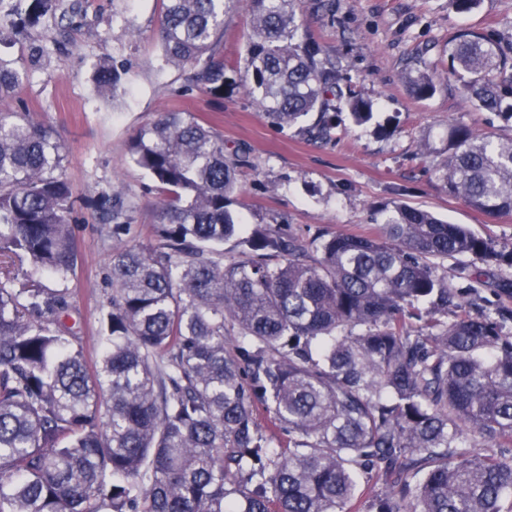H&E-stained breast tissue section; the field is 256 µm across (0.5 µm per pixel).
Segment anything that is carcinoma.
Segmentation results:
<instances>
[{
  "mask_svg": "<svg viewBox=\"0 0 512 512\" xmlns=\"http://www.w3.org/2000/svg\"><path fill=\"white\" fill-rule=\"evenodd\" d=\"M17 2L25 18L0 14V44L56 0ZM231 3L166 0L159 30L166 59L218 96ZM294 3L251 0L247 87L273 122L314 114L307 133L327 139L336 75ZM448 46L470 99L512 120V59L470 31ZM23 75L0 55V95ZM406 79L418 98L436 91L430 74ZM346 106L372 116L355 93ZM129 155L165 223L156 244L112 255L99 358L67 326L70 289L0 268V512H512V336L468 302L448 319L438 273L462 256L512 267V250L395 202L372 233L307 247L257 225L225 264L246 154L227 158L210 126L170 112ZM63 162L50 129L0 113V252L65 283L79 251ZM443 178L476 210L512 212V137L449 127ZM104 203L119 237L124 213ZM360 472L382 485L366 502Z\"/></svg>",
  "mask_w": 512,
  "mask_h": 512,
  "instance_id": "cac0c4a2",
  "label": "carcinoma"
}]
</instances>
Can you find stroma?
<instances>
[{
  "mask_svg": "<svg viewBox=\"0 0 512 512\" xmlns=\"http://www.w3.org/2000/svg\"><path fill=\"white\" fill-rule=\"evenodd\" d=\"M296 13L320 59L335 64L341 86L373 103L371 119L359 124L337 102L328 140L273 123L245 89L249 0H236L224 16L220 97L191 87L186 67L164 62L162 0H57L53 12L10 44L27 76L0 98V111L28 109L66 149L80 251L67 283L75 305L69 324L89 358L100 350L113 254L126 244H150L161 221V194L131 162L128 145L169 112L200 116L223 136L225 151H249V165L236 170L241 191L230 206L246 227L277 226L306 245L319 232H370L379 207L396 201L512 248V213L474 210L449 195L443 181L449 126L512 136L511 121L468 98L450 76L448 58V39L460 29L484 34L512 57V0H477L466 13L449 0H298ZM104 66L120 73L118 91L99 85ZM412 69L434 73V95L411 94L404 76ZM111 194L130 208L128 231L119 238L101 217L100 201ZM440 271L473 312L496 318L512 335V268L467 256L441 262Z\"/></svg>",
  "mask_w": 512,
  "mask_h": 512,
  "instance_id": "stroma-1",
  "label": "stroma"
}]
</instances>
